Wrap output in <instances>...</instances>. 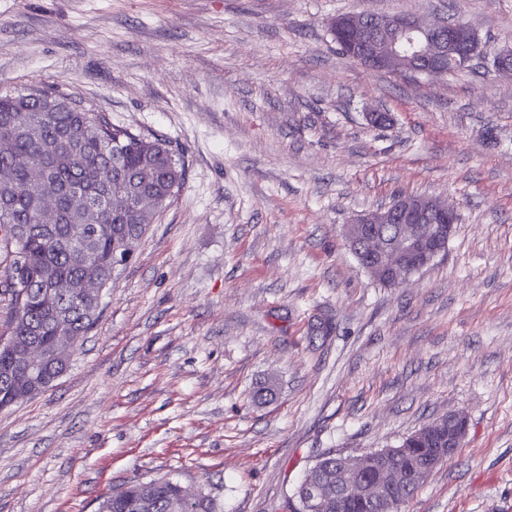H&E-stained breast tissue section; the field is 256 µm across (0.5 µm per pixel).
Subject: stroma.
I'll return each mask as SVG.
<instances>
[{
    "label": "stroma",
    "instance_id": "stroma-1",
    "mask_svg": "<svg viewBox=\"0 0 512 512\" xmlns=\"http://www.w3.org/2000/svg\"><path fill=\"white\" fill-rule=\"evenodd\" d=\"M362 10L468 23L483 56L367 69L329 25ZM511 41L512 0H0V92L60 88L186 169L67 371L0 409V512H97L163 475L218 512H284L320 453L449 414L462 444L404 512H512V76L492 66ZM400 195L458 220L385 287L346 230Z\"/></svg>",
    "mask_w": 512,
    "mask_h": 512
}]
</instances>
